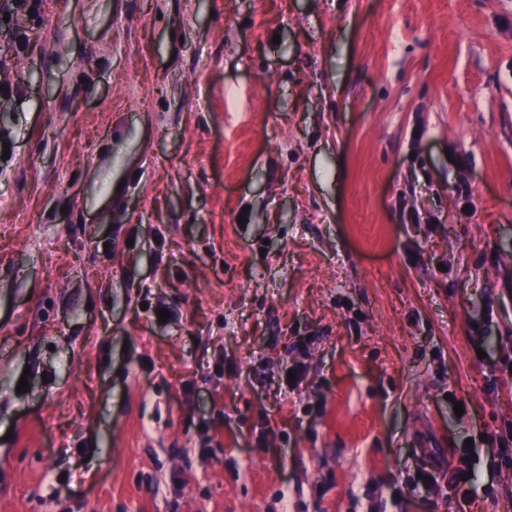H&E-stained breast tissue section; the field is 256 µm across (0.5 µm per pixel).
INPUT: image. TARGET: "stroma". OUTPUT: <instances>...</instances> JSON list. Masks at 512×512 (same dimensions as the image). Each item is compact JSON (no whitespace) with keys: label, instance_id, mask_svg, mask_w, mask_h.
Here are the masks:
<instances>
[{"label":"stroma","instance_id":"35a3bbf8","mask_svg":"<svg viewBox=\"0 0 512 512\" xmlns=\"http://www.w3.org/2000/svg\"><path fill=\"white\" fill-rule=\"evenodd\" d=\"M7 49L0 512H512V0H46Z\"/></svg>","mask_w":512,"mask_h":512}]
</instances>
